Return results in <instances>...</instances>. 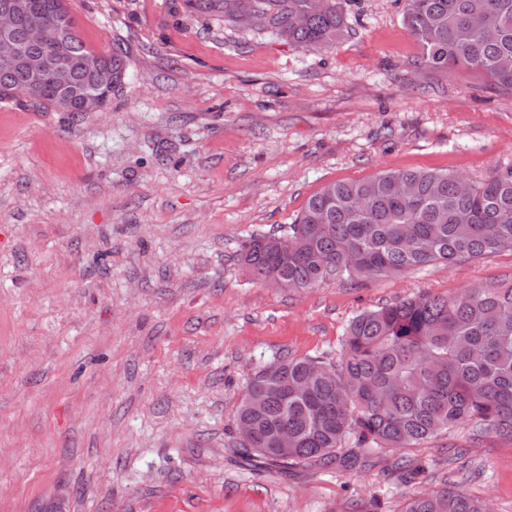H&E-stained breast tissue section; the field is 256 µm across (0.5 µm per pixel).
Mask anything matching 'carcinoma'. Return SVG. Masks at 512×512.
I'll list each match as a JSON object with an SVG mask.
<instances>
[{
    "mask_svg": "<svg viewBox=\"0 0 512 512\" xmlns=\"http://www.w3.org/2000/svg\"><path fill=\"white\" fill-rule=\"evenodd\" d=\"M13 33L25 51L28 30L44 29L46 47L64 55L75 89L102 103L121 88L127 55L121 46L93 53L80 38L66 0H30ZM182 0L192 16L267 33L294 48L333 47L347 32L351 0ZM493 18L469 28L473 13ZM403 23L420 47L415 67L463 72L512 92V0H404ZM30 99L60 111L51 74L34 80L0 56V102ZM459 174L384 170L324 185L290 226L288 253L278 255L257 234L240 261L261 282L276 278L312 287L334 276L371 279L435 264L512 250V164L461 187ZM408 183L413 196L398 195ZM247 383L234 417L240 458L280 469L338 461L351 468L409 448L463 424L512 439V281L452 295H419L365 310L349 323L338 362L281 355ZM249 436H241V427ZM288 432V451L277 436ZM353 446L344 448L348 439ZM401 512H487V505L446 484L404 496Z\"/></svg>",
    "mask_w": 512,
    "mask_h": 512,
    "instance_id": "carcinoma-1",
    "label": "carcinoma"
}]
</instances>
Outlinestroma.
<instances>
[{"instance_id": "35a3bbf8", "label": "stroma", "mask_w": 512, "mask_h": 512, "mask_svg": "<svg viewBox=\"0 0 512 512\" xmlns=\"http://www.w3.org/2000/svg\"><path fill=\"white\" fill-rule=\"evenodd\" d=\"M128 54L122 89L71 117L0 103V512H400L448 480L512 512V440L472 426L387 460L279 469L236 454L273 358L338 359L362 311L512 280V250L279 288L238 251L287 235L332 181L512 164V94L416 70L404 0H351L328 50L184 16L180 0H69Z\"/></svg>"}]
</instances>
